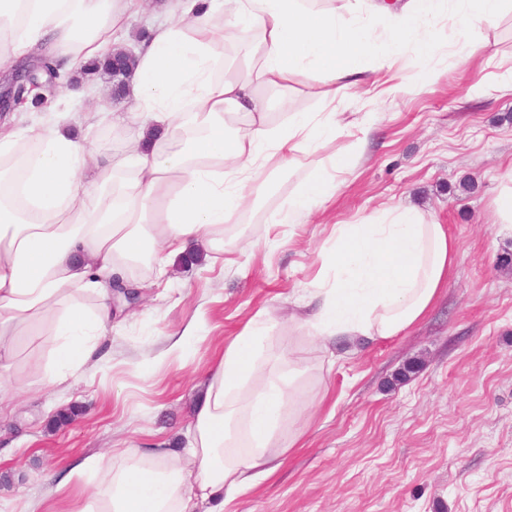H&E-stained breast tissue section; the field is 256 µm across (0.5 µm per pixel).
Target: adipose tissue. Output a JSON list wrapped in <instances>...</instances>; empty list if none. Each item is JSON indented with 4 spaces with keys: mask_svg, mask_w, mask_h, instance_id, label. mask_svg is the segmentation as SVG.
I'll return each mask as SVG.
<instances>
[{
    "mask_svg": "<svg viewBox=\"0 0 512 512\" xmlns=\"http://www.w3.org/2000/svg\"><path fill=\"white\" fill-rule=\"evenodd\" d=\"M458 16L460 61L479 53L471 35L493 26L512 0H474ZM137 0H0V65L39 50L77 77L125 29ZM163 23L150 28L135 58L136 129L130 148L95 147L50 110L24 133L0 135V386L16 377L23 341H51L52 382L106 358L112 327V279L144 262L156 280L173 259L209 256L224 247L247 197L272 182L268 157L281 169L299 164L341 131L335 112H294L288 84L307 74L324 86L378 89L373 58L401 82L421 87L424 71L402 67L435 48L437 0H338L325 9L307 0H162ZM391 34L380 42L377 19ZM279 91L272 111L268 91ZM355 156L344 153L310 169L289 201L303 214L324 204ZM90 181H82L83 172ZM458 252L445 225L395 208L369 224L336 227L333 281H317L296 316L299 328L328 341L389 339L421 321L437 301ZM94 307H85V298ZM276 319L261 310L227 343L198 395L180 460L164 448H125L74 465L56 477L66 488L85 473L98 491L77 512H224L229 502L271 477L301 441L280 438L284 403L303 407L297 359L270 363Z\"/></svg>",
    "mask_w": 512,
    "mask_h": 512,
    "instance_id": "obj_1",
    "label": "adipose tissue"
}]
</instances>
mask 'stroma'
Here are the masks:
<instances>
[{
  "mask_svg": "<svg viewBox=\"0 0 512 512\" xmlns=\"http://www.w3.org/2000/svg\"><path fill=\"white\" fill-rule=\"evenodd\" d=\"M481 60L460 64L452 47L422 60L426 88L353 94L335 106L343 133L277 172L261 191L252 224H228V249L199 262L177 258L168 280L136 283L141 296L112 320L110 360L55 384L47 349L22 343V383L0 389V512L70 506L47 471L115 448L179 452L197 387L215 355L261 309L276 316L274 351L300 359L308 406L284 409V426L303 434L279 470L228 512H512V230L492 201L512 173V12L472 29ZM93 97L53 102L95 145L124 150L130 98L89 73ZM358 151L337 176L335 194L310 214L288 210L310 168ZM419 210L446 225L458 261L427 316L402 334L368 343H322L296 328L305 288L333 278L324 257L340 224H364L391 207ZM202 336L166 362L164 338L187 325ZM75 409L60 426L52 419Z\"/></svg>",
  "mask_w": 512,
  "mask_h": 512,
  "instance_id": "stroma-1",
  "label": "stroma"
}]
</instances>
